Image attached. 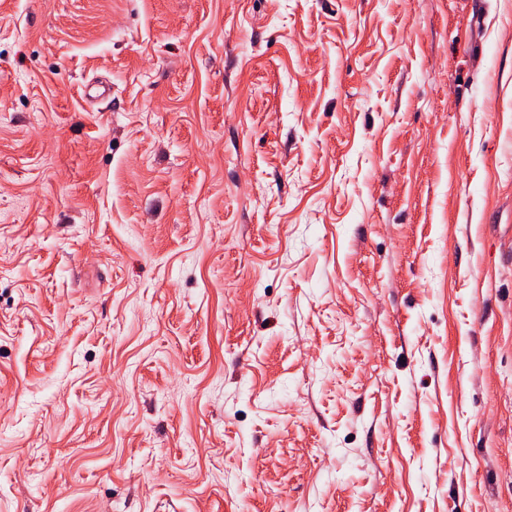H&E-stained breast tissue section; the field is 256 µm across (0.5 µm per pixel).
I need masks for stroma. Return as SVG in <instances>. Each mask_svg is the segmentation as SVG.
<instances>
[{
	"instance_id": "obj_1",
	"label": "stroma",
	"mask_w": 512,
	"mask_h": 512,
	"mask_svg": "<svg viewBox=\"0 0 512 512\" xmlns=\"http://www.w3.org/2000/svg\"><path fill=\"white\" fill-rule=\"evenodd\" d=\"M0 512H512V0H0Z\"/></svg>"
}]
</instances>
